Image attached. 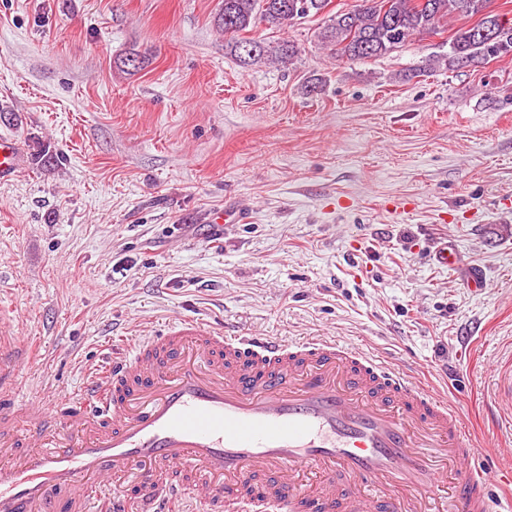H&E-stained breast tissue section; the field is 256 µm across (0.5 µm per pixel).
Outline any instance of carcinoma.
Instances as JSON below:
<instances>
[{
  "label": "carcinoma",
  "mask_w": 512,
  "mask_h": 512,
  "mask_svg": "<svg viewBox=\"0 0 512 512\" xmlns=\"http://www.w3.org/2000/svg\"><path fill=\"white\" fill-rule=\"evenodd\" d=\"M492 0H356L350 9L332 12L331 0H222L218 26L224 45L245 65L291 64L295 42L272 46L248 36L258 25L284 30L308 17H323L319 41L338 63L385 56L419 36L438 35L448 23L465 19L444 44L448 52L436 63L450 70L512 55V17L490 10Z\"/></svg>",
  "instance_id": "1"
}]
</instances>
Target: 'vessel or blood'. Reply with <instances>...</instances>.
Returning <instances> with one entry per match:
<instances>
[{"label":"vessel or blood","mask_w":512,"mask_h":512,"mask_svg":"<svg viewBox=\"0 0 512 512\" xmlns=\"http://www.w3.org/2000/svg\"><path fill=\"white\" fill-rule=\"evenodd\" d=\"M24 166L0 134V182ZM434 263L458 269L448 243ZM34 353L0 308V512H512L501 447L476 463L446 394L325 338L228 336L183 318L81 394L16 403Z\"/></svg>","instance_id":"vessel-or-blood-1"}]
</instances>
